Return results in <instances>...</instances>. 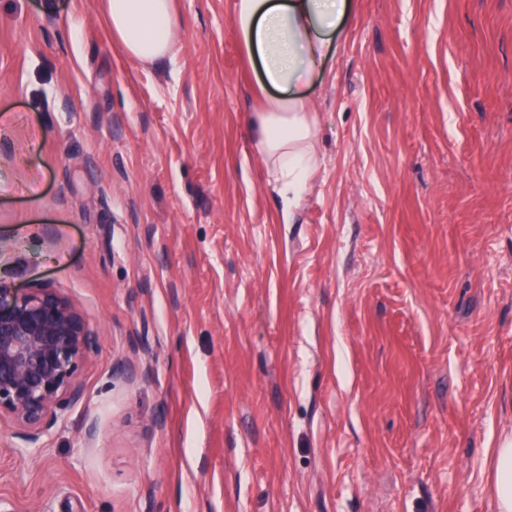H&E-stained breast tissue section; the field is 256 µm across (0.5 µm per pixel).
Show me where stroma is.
Listing matches in <instances>:
<instances>
[{
    "instance_id": "1",
    "label": "stroma",
    "mask_w": 512,
    "mask_h": 512,
    "mask_svg": "<svg viewBox=\"0 0 512 512\" xmlns=\"http://www.w3.org/2000/svg\"><path fill=\"white\" fill-rule=\"evenodd\" d=\"M104 0H0V285L98 338L0 512H494L512 434V0H351L294 208L236 0L171 58ZM488 468V494L495 512H512V435L500 439L497 448H490Z\"/></svg>"
}]
</instances>
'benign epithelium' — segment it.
Returning <instances> with one entry per match:
<instances>
[{
  "mask_svg": "<svg viewBox=\"0 0 512 512\" xmlns=\"http://www.w3.org/2000/svg\"><path fill=\"white\" fill-rule=\"evenodd\" d=\"M98 337L66 296L49 286L0 287V418L39 443L58 413L83 397L79 372Z\"/></svg>",
  "mask_w": 512,
  "mask_h": 512,
  "instance_id": "7a95c632",
  "label": "benign epithelium"
}]
</instances>
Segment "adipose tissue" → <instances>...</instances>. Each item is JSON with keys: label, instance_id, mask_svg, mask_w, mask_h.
Here are the masks:
<instances>
[{"label": "adipose tissue", "instance_id": "adipose-tissue-1", "mask_svg": "<svg viewBox=\"0 0 512 512\" xmlns=\"http://www.w3.org/2000/svg\"><path fill=\"white\" fill-rule=\"evenodd\" d=\"M349 0H237L235 25L263 85L277 89L253 121L255 146L279 193L303 195L318 165L317 124L302 86L334 52V35ZM106 21L131 58L171 56L173 0H107ZM488 494L494 512H512V435L489 449Z\"/></svg>", "mask_w": 512, "mask_h": 512}]
</instances>
